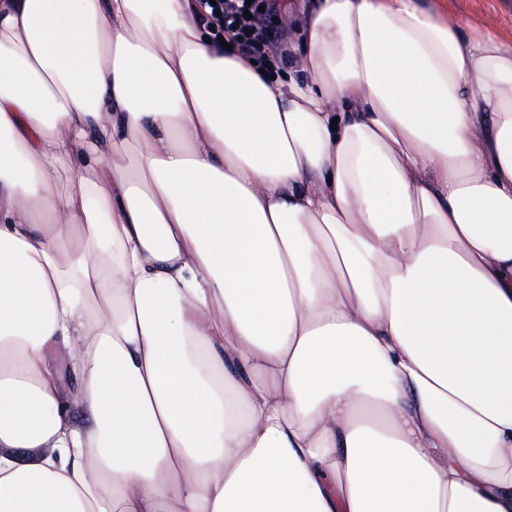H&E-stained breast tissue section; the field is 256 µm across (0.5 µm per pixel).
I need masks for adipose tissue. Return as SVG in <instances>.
<instances>
[{"mask_svg":"<svg viewBox=\"0 0 512 512\" xmlns=\"http://www.w3.org/2000/svg\"><path fill=\"white\" fill-rule=\"evenodd\" d=\"M198 10L0 0V512H512V39ZM210 0H201L202 20L207 22L208 26L214 25L215 36H229L237 45L239 52L249 58L261 60L269 55L278 39L282 44L288 41L292 44L300 43L301 31L287 24H283L281 17L288 13V7L294 9L297 3L312 4L318 1H290L273 0L271 3L272 14L269 24L273 27L272 31L277 34L278 39L270 30L259 27L255 17V5L246 3V0H224V7L218 8L209 2ZM219 9L220 16H217L215 10ZM248 10L251 16L244 14ZM250 17V20H247ZM237 25L236 29L233 26ZM249 31V34H246Z\"/></svg>","mask_w":512,"mask_h":512,"instance_id":"ef3b65f1","label":"adipose tissue"}]
</instances>
